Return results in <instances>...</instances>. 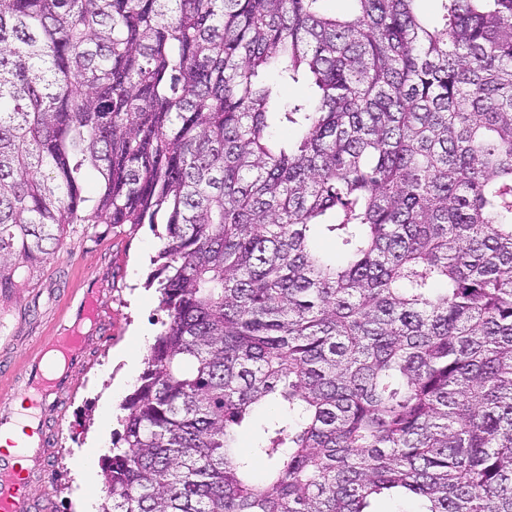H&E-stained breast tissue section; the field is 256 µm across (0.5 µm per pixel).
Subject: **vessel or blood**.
<instances>
[{
    "label": "vessel or blood",
    "instance_id": "b4317fda",
    "mask_svg": "<svg viewBox=\"0 0 512 512\" xmlns=\"http://www.w3.org/2000/svg\"><path fill=\"white\" fill-rule=\"evenodd\" d=\"M99 297L96 289H85L80 301L70 309L73 324L90 319L97 308ZM61 355V366H54L42 355L32 357L30 382L24 393L34 409H42L50 401L70 392L76 381V371L85 362V351L81 341L67 336L51 339ZM25 453L34 463H43L48 454L47 436L43 426H36L27 433ZM31 476L18 468L10 453H0V512H43V507L32 493Z\"/></svg>",
    "mask_w": 512,
    "mask_h": 512
}]
</instances>
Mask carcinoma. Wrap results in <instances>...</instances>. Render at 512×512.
<instances>
[{"label": "carcinoma", "mask_w": 512, "mask_h": 512, "mask_svg": "<svg viewBox=\"0 0 512 512\" xmlns=\"http://www.w3.org/2000/svg\"><path fill=\"white\" fill-rule=\"evenodd\" d=\"M320 2L0 0V300L162 241L102 512H512V0Z\"/></svg>", "instance_id": "cac0c4a2"}]
</instances>
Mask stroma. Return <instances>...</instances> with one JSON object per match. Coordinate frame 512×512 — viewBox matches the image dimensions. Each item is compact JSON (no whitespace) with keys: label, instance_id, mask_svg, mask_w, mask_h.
I'll return each mask as SVG.
<instances>
[{"label":"stroma","instance_id":"1","mask_svg":"<svg viewBox=\"0 0 512 512\" xmlns=\"http://www.w3.org/2000/svg\"><path fill=\"white\" fill-rule=\"evenodd\" d=\"M160 246L146 225L134 232L106 224L88 235L68 232L61 252L37 278L17 298L0 302V318L8 324L0 336V365L13 366L11 381L19 393L29 381L26 359L35 338L59 334L63 310L76 292L94 288L103 301L98 320L80 330L87 363L73 390L43 414L52 453L35 485L51 502V512H77L83 499L104 496L101 476L83 478L78 464L90 457L95 468H103L105 449L120 429V405L133 392L149 352L133 330L158 333L165 318L158 292L145 285ZM130 353L135 356L131 364L126 361Z\"/></svg>","mask_w":512,"mask_h":512}]
</instances>
